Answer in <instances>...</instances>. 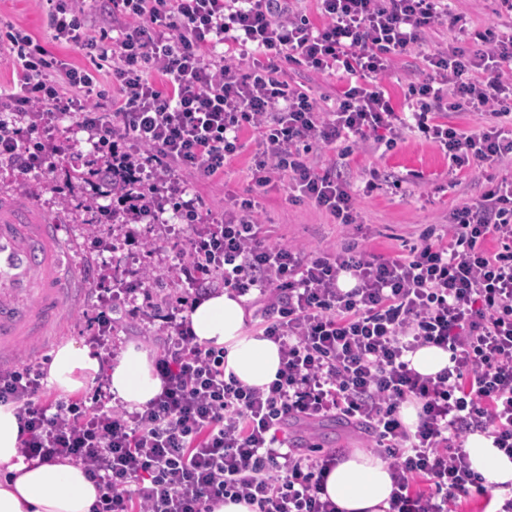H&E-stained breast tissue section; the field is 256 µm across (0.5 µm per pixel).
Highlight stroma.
I'll list each match as a JSON object with an SVG mask.
<instances>
[{"label": "stroma", "mask_w": 512, "mask_h": 512, "mask_svg": "<svg viewBox=\"0 0 512 512\" xmlns=\"http://www.w3.org/2000/svg\"><path fill=\"white\" fill-rule=\"evenodd\" d=\"M12 29L28 32L62 62L92 72L98 69V57L53 41L38 0H0V37ZM283 71L284 79L302 85L323 108L333 106L340 85L336 75H311L289 62L284 64ZM242 140L245 149L225 166L223 175L202 180L185 174L188 192L197 197L201 211H223L231 197L245 195L250 190L258 134L251 129L244 131ZM59 145L62 154L56 158L54 169L40 178L25 179L10 169L0 168V190L13 194L22 203L39 201L45 214L67 226L76 241L79 275L85 284H92L97 265L109 259L118 266L127 285L137 290L145 286L143 271H161V279L153 285L154 292L157 297L165 298L167 304H175L183 296L186 284L166 275L165 269L177 264L190 233L187 225L170 209L159 219L135 222L141 243L125 246L115 253L107 250L106 245L116 238L118 229L103 225L97 232L103 250L88 253L86 198L79 181L73 177L69 159L78 154L92 157L93 149L82 132L67 133ZM310 160L321 167L335 166L337 173L356 186L374 180V189L358 198V221L362 229L352 234L351 240L360 249L375 254L405 252L417 242L427 225L447 223L449 211L461 199L476 196L482 190L466 173L449 176L447 156L410 131L391 148L370 141L345 158L337 151L327 150L311 155ZM258 202L264 231L272 242L302 243L316 249L338 245L344 240L333 217L311 203L291 202L282 187L269 188L259 196ZM94 303V295L84 293L77 308L65 318L60 342L88 344L94 333ZM116 315L123 320L115 339L117 348L135 342L143 344L151 353L160 352L164 337L158 330V322L130 317L128 306L121 303L116 306ZM287 433L297 443L316 445L321 454L366 445L362 430L340 418L316 423L309 429L292 423Z\"/></svg>", "instance_id": "obj_1"}]
</instances>
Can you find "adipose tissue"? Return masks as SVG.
<instances>
[{
	"label": "adipose tissue",
	"instance_id": "obj_1",
	"mask_svg": "<svg viewBox=\"0 0 512 512\" xmlns=\"http://www.w3.org/2000/svg\"><path fill=\"white\" fill-rule=\"evenodd\" d=\"M245 297L227 291L196 300L189 313L199 344L224 350V371L252 388L267 389L281 368L278 344L248 330ZM106 375L113 402L133 410L147 405L162 390L151 352L131 343L103 366L102 356L72 341L52 353L47 386L74 394ZM20 424L13 405L0 404V512H91L99 491L83 466L67 460L24 461L19 454ZM466 451L472 469L487 484L512 483V458L492 438L469 436ZM393 483L389 466L377 454L356 450L329 471L325 491L340 512H388Z\"/></svg>",
	"mask_w": 512,
	"mask_h": 512
}]
</instances>
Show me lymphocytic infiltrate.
Masks as SVG:
<instances>
[{"instance_id":"obj_1","label":"lymphocytic infiltrate","mask_w":512,"mask_h":512,"mask_svg":"<svg viewBox=\"0 0 512 512\" xmlns=\"http://www.w3.org/2000/svg\"><path fill=\"white\" fill-rule=\"evenodd\" d=\"M46 2L53 40L113 57L119 96L99 111L89 102L93 75L56 64L25 32L8 33L20 90L0 93V164L30 178L53 169L55 133L70 119L98 155L88 183L141 213L172 205L191 229L173 272L194 294H255L282 367L265 391L225 378L223 349L195 342L172 307L155 360L162 391L142 409L109 406L103 390L89 406L49 401L40 364L0 366V404L16 407L20 455L83 465L100 492L93 512H213L227 497L257 512H338L324 497L335 454H301L279 437L288 421L338 416L362 425L387 461L389 512H458L474 496L512 512V484L493 496L465 449L480 432L512 457V178L493 176L512 163V0H497V29L471 48L466 17L448 0H319L320 25L294 0ZM116 15L126 23L112 39L106 26ZM91 17L104 24L95 35ZM437 23L452 37L424 55L423 79L396 110L382 79ZM219 44L224 53L212 59ZM285 62L336 72L335 109L283 79ZM152 68L165 87L147 78ZM462 111L478 114L474 132L441 120ZM248 127L260 136L254 189L286 175L287 189L344 230L357 221L358 192L305 162L310 152L337 144L348 156L368 136L392 146L415 129L449 170L487 184L405 253L272 244L252 200L205 214L180 179L222 172ZM344 276L352 288L340 287ZM98 281L106 290L94 341L108 351L118 327L112 301L126 288L108 265ZM424 346L448 350L451 367L433 376L410 368L406 354ZM412 398L421 403L413 430L400 419Z\"/></svg>"}]
</instances>
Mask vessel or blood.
I'll return each mask as SVG.
<instances>
[{
  "label": "vessel or blood",
  "mask_w": 512,
  "mask_h": 512,
  "mask_svg": "<svg viewBox=\"0 0 512 512\" xmlns=\"http://www.w3.org/2000/svg\"><path fill=\"white\" fill-rule=\"evenodd\" d=\"M64 225L0 194V362L51 340L74 305L79 273Z\"/></svg>",
  "instance_id": "1"
}]
</instances>
